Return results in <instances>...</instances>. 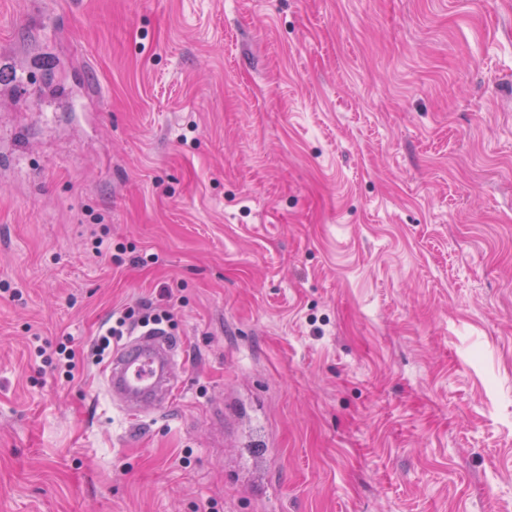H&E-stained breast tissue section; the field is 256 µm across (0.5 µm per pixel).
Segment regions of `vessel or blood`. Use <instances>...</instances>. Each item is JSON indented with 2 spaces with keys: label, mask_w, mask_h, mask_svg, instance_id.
<instances>
[{
  "label": "vessel or blood",
  "mask_w": 512,
  "mask_h": 512,
  "mask_svg": "<svg viewBox=\"0 0 512 512\" xmlns=\"http://www.w3.org/2000/svg\"><path fill=\"white\" fill-rule=\"evenodd\" d=\"M178 344L152 330L128 339L104 367L107 390L129 414L140 415L169 403L181 385L173 376Z\"/></svg>",
  "instance_id": "1"
}]
</instances>
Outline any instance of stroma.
<instances>
[{
  "mask_svg": "<svg viewBox=\"0 0 512 512\" xmlns=\"http://www.w3.org/2000/svg\"><path fill=\"white\" fill-rule=\"evenodd\" d=\"M0 65V512H512V0H0ZM169 309L154 306L153 303H143L137 308L127 307L118 313L112 314L111 324L99 334L92 349L95 361L103 359L106 351L111 346L112 339L124 336V331H129L137 326L145 327L149 324L161 325L169 323L172 317ZM178 343L166 331L152 330L128 339L104 367L113 401L131 415L169 403L181 389L173 376Z\"/></svg>",
  "mask_w": 512,
  "mask_h": 512,
  "instance_id": "obj_1",
  "label": "stroma"
}]
</instances>
